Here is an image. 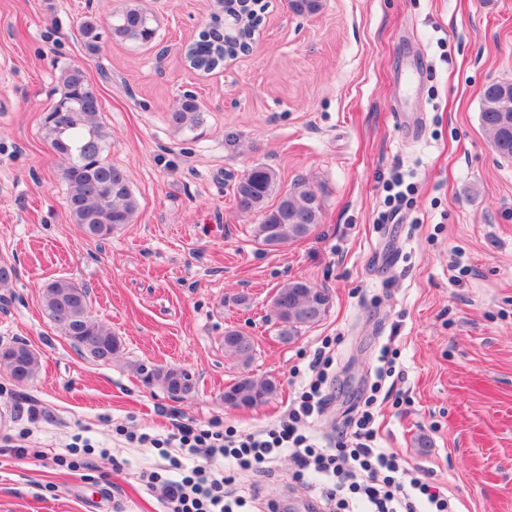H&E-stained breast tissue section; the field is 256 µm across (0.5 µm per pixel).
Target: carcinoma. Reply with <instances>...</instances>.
Segmentation results:
<instances>
[{
    "mask_svg": "<svg viewBox=\"0 0 512 512\" xmlns=\"http://www.w3.org/2000/svg\"><path fill=\"white\" fill-rule=\"evenodd\" d=\"M322 8V0H292L291 10L297 15H314ZM224 34L210 33L194 43L190 64L208 71L221 59L247 40L252 26L236 31L237 16L232 6L224 7ZM110 26L112 38L143 43L156 33L154 19L141 7L128 3L114 15ZM84 44L90 51L98 50L99 25L90 17L81 24ZM60 99H68L89 85L78 67L61 75ZM100 105L89 101L72 103L64 124L45 118L46 137L55 152L66 160L62 178L67 186L66 207L74 223L94 240L110 237L132 223L138 203L122 169L107 159L110 147L108 136L98 121ZM178 130H193L203 123V110L194 96L179 99L168 116ZM481 124L494 143L496 153L512 159V81L488 84L481 95ZM240 210L260 218L254 226V237L262 245L276 249L284 244L309 237L321 222V202L316 192L299 184L293 189L277 191L276 172L265 165L251 168L235 185ZM41 303L45 313L60 335L71 341L81 354L102 362L112 360L122 349V343L112 330L93 318L88 290L70 279L58 278L45 286ZM330 306L327 291L313 287L301 279L290 280L280 287L274 297V309L281 324V339L289 342L301 329L318 324ZM254 344L241 330L224 331V352L242 365L253 358ZM21 363L25 382H30L40 370L38 354L27 344L15 342L3 347L0 362L12 368L13 361ZM136 373L147 387L159 386L169 397L184 399L195 392L196 382L179 368L155 367L144 375V366ZM277 392L274 382L257 383L242 376L224 389V403L234 408L254 407L265 403Z\"/></svg>",
    "mask_w": 512,
    "mask_h": 512,
    "instance_id": "1",
    "label": "carcinoma"
}]
</instances>
